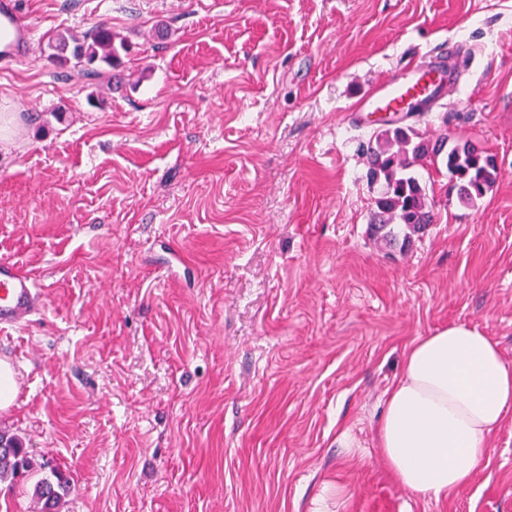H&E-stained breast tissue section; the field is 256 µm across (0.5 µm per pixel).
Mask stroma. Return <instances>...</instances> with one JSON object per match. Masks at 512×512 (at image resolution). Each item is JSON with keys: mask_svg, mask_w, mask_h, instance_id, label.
<instances>
[{"mask_svg": "<svg viewBox=\"0 0 512 512\" xmlns=\"http://www.w3.org/2000/svg\"><path fill=\"white\" fill-rule=\"evenodd\" d=\"M20 4L0 258L43 313L0 331L23 378L0 430L67 470L59 512H512V416L439 498L377 438L417 338L473 325L512 365V0ZM100 22L131 45L115 79L48 59L45 35ZM430 49L469 63L410 125L497 177L466 205L417 167L432 222L391 250L368 233L378 118L350 111Z\"/></svg>", "mask_w": 512, "mask_h": 512, "instance_id": "stroma-1", "label": "stroma"}]
</instances>
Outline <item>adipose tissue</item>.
I'll use <instances>...</instances> for the list:
<instances>
[{"label": "adipose tissue", "mask_w": 512, "mask_h": 512, "mask_svg": "<svg viewBox=\"0 0 512 512\" xmlns=\"http://www.w3.org/2000/svg\"><path fill=\"white\" fill-rule=\"evenodd\" d=\"M511 415L512 368L498 342L452 324L410 346L386 392L379 447L404 488L438 497L471 481Z\"/></svg>", "instance_id": "ef3b65f1"}]
</instances>
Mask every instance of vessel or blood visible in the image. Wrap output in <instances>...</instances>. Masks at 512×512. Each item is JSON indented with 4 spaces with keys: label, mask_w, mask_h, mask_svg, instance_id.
<instances>
[{
    "label": "vessel or blood",
    "mask_w": 512,
    "mask_h": 512,
    "mask_svg": "<svg viewBox=\"0 0 512 512\" xmlns=\"http://www.w3.org/2000/svg\"><path fill=\"white\" fill-rule=\"evenodd\" d=\"M34 51L33 29L20 10L18 0H0V66L30 57ZM461 76L460 62L441 51L431 52L423 63L403 77L388 80L356 107L358 117L375 112L405 115L415 101L434 103L445 87ZM43 306L36 281L12 260L0 259V330L27 323Z\"/></svg>",
    "instance_id": "obj_1"
}]
</instances>
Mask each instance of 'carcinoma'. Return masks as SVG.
<instances>
[{"mask_svg":"<svg viewBox=\"0 0 512 512\" xmlns=\"http://www.w3.org/2000/svg\"><path fill=\"white\" fill-rule=\"evenodd\" d=\"M46 48L53 62L63 66L72 61L84 75L95 77L99 66L112 68L119 63L120 52L128 50V43L117 39L109 26L99 23L80 38L57 32L48 37ZM366 152L370 181H383L370 231L390 247L406 244L432 222L424 189L415 176L416 166L441 161L456 177L458 198L467 204L485 195L497 172L494 157L471 141L458 140L450 146L445 134L431 142L411 125L377 129ZM47 468L51 476L36 482L34 497L39 512H58L59 504L70 493L69 477L56 467L35 464L18 436L0 432V483L12 486Z\"/></svg>","mask_w":512,"mask_h":512,"instance_id":"obj_1","label":"carcinoma"}]
</instances>
